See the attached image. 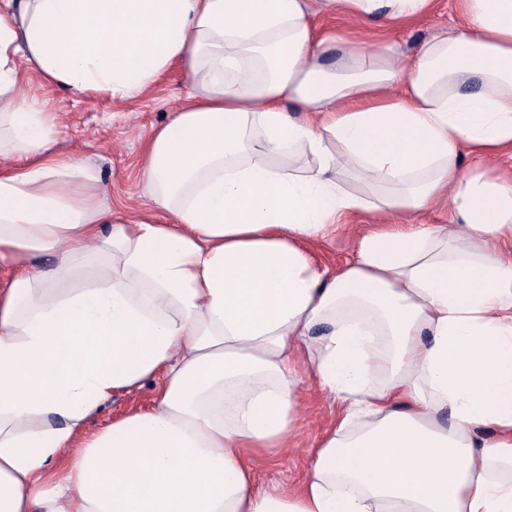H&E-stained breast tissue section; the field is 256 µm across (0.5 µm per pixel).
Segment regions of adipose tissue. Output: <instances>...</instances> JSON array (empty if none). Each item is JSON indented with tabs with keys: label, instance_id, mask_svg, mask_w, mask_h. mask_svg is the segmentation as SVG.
Here are the masks:
<instances>
[{
	"label": "adipose tissue",
	"instance_id": "adipose-tissue-1",
	"mask_svg": "<svg viewBox=\"0 0 512 512\" xmlns=\"http://www.w3.org/2000/svg\"><path fill=\"white\" fill-rule=\"evenodd\" d=\"M457 2L403 58L319 36L305 0H0V512H512V183L461 170L512 153V0ZM174 65L142 164L160 211L116 213L23 76L129 102ZM444 202L333 272L305 248ZM307 376L334 427L297 486L256 490L245 456L289 446ZM149 380L152 408L85 433Z\"/></svg>",
	"mask_w": 512,
	"mask_h": 512
}]
</instances>
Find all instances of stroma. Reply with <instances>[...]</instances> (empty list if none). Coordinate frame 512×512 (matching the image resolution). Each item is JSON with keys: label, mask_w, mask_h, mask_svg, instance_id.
Instances as JSON below:
<instances>
[{"label": "stroma", "mask_w": 512, "mask_h": 512, "mask_svg": "<svg viewBox=\"0 0 512 512\" xmlns=\"http://www.w3.org/2000/svg\"><path fill=\"white\" fill-rule=\"evenodd\" d=\"M306 3L322 34L340 32L368 46L394 42L408 55L438 30L458 20L455 0H435L430 13L392 27L379 21L361 23L327 11L321 0ZM186 92L183 73L176 66L133 103L115 102L103 94L78 98L37 80L26 90L27 96L45 101L49 111L55 112L58 151L86 159L97 168L107 200L117 211L152 208L140 177L144 146L154 129L165 124L170 113L182 104ZM381 221L396 224L400 218L388 215L381 219L357 212L342 219L335 231L308 241L306 247L315 263L336 269L352 257L359 236ZM154 393V383L148 382L114 397L90 420L88 431H96L131 410L150 406ZM338 412V404L317 383L304 381L293 446L249 460L257 484H298L305 476L312 450L331 430Z\"/></svg>", "instance_id": "obj_1"}]
</instances>
